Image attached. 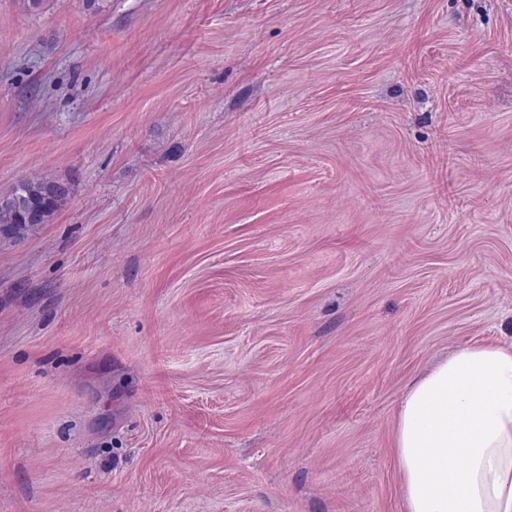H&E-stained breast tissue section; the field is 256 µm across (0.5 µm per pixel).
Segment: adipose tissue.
<instances>
[{"mask_svg": "<svg viewBox=\"0 0 512 512\" xmlns=\"http://www.w3.org/2000/svg\"><path fill=\"white\" fill-rule=\"evenodd\" d=\"M407 512H512V344L459 349L404 396Z\"/></svg>", "mask_w": 512, "mask_h": 512, "instance_id": "ef3b65f1", "label": "adipose tissue"}]
</instances>
